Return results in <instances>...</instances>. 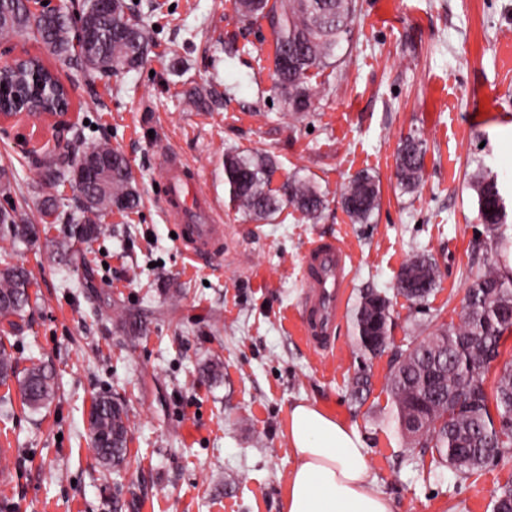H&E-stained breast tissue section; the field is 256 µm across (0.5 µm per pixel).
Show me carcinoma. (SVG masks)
Wrapping results in <instances>:
<instances>
[{
    "mask_svg": "<svg viewBox=\"0 0 512 512\" xmlns=\"http://www.w3.org/2000/svg\"><path fill=\"white\" fill-rule=\"evenodd\" d=\"M239 21L253 25L268 22L276 36L275 54H288V62L274 59L271 91L280 98L282 110L294 116L316 109L319 91L312 80L328 68L339 66L340 51L354 41V19L358 0H233ZM152 26L129 14L126 0H83L78 13L60 6L40 16L30 12L28 0H0V39L27 36L50 54L95 79L116 76L141 67L147 60ZM0 102L15 108V87L24 90L21 101L37 102L48 112L69 104V93L57 74L38 56H27L14 70L0 77ZM91 153L107 165L82 182L73 169L81 155ZM427 152V141L408 134L399 139L395 178L404 194L419 188ZM42 181L68 182L83 198L81 216L59 210L56 201L37 203L44 224L69 222L58 242L71 258H81L75 243L99 237V221L117 207L133 211L141 195L129 161L107 142L90 144L84 132L71 128V136L36 161ZM277 161L267 153L229 151L224 155V184L230 201L255 221H269L288 206L315 223L328 206L324 192L310 179L295 172L281 188H270ZM479 215L495 248L508 247L505 203L496 176L485 170L470 184ZM341 206L351 223L370 224L380 205L379 180L367 170L356 173L340 194ZM35 227L25 223L17 208H0V385L16 380L24 404L38 409L56 395L52 369L33 364L19 369V360L5 339L23 329L31 307L32 273L12 262L9 248L32 242ZM441 272L429 255H416L400 270L397 293L414 303L425 301L438 285ZM391 299L385 292L367 288L353 312V329L365 356L379 352L364 336L367 325L377 321L391 333ZM512 330V275L496 265L489 267L468 286L459 323L443 327L419 345L400 354L387 378L394 404V420L413 448L429 449L439 462L467 476L491 465L512 464V362L504 364L492 395L484 389L491 361L498 358L507 331ZM368 372L355 377L351 394L356 399L370 392ZM88 437L99 459L112 467L126 456L130 428L127 408L112 397L94 399L89 415ZM493 512H512V485L493 494Z\"/></svg>",
    "mask_w": 512,
    "mask_h": 512,
    "instance_id": "1",
    "label": "carcinoma"
}]
</instances>
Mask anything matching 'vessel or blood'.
<instances>
[{
  "instance_id": "obj_1",
  "label": "vessel or blood",
  "mask_w": 512,
  "mask_h": 512,
  "mask_svg": "<svg viewBox=\"0 0 512 512\" xmlns=\"http://www.w3.org/2000/svg\"><path fill=\"white\" fill-rule=\"evenodd\" d=\"M163 202L179 220V242L193 260L202 261L224 249V227L207 200L197 193L184 163L173 155L162 161ZM353 256L331 238H316L305 246L301 274L304 283L301 332L306 344L320 354H332L351 286Z\"/></svg>"
}]
</instances>
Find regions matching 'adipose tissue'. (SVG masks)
<instances>
[{
	"label": "adipose tissue",
	"instance_id": "obj_1",
	"mask_svg": "<svg viewBox=\"0 0 512 512\" xmlns=\"http://www.w3.org/2000/svg\"><path fill=\"white\" fill-rule=\"evenodd\" d=\"M288 441L295 464L282 512H396L392 499L370 478L354 428L301 400L289 411Z\"/></svg>",
	"mask_w": 512,
	"mask_h": 512
}]
</instances>
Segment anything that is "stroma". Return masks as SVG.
<instances>
[{"label":"stroma","instance_id":"1","mask_svg":"<svg viewBox=\"0 0 512 512\" xmlns=\"http://www.w3.org/2000/svg\"><path fill=\"white\" fill-rule=\"evenodd\" d=\"M358 35L324 85L317 111L292 117L273 98L272 30L240 23L232 0H136L132 12L158 33L146 63L117 77L76 76L34 40L29 54L70 93V121L89 140L108 141L129 160L142 195L138 211L101 218L84 245L89 263L63 261L30 206L39 171L25 142L50 125H0V166L12 172L0 207L22 205L37 230L15 262L33 274L22 335L10 342L22 366L45 362L57 395L32 410L13 399L0 422V512H280L291 466L288 414L307 399L353 426L370 476L397 512H492L494 489L512 466L460 478L431 453L408 452L390 426V363L411 344L459 322L468 285L496 253L470 187L479 168L497 174L512 228V0H361ZM244 51L228 57L225 36ZM223 94L212 110L189 94ZM428 142L419 190L393 177L400 136ZM198 173V186L224 226V251L189 259L161 202L162 151ZM268 152L279 168L310 178L328 195L319 223L283 208L269 223L238 211L224 185L227 151ZM381 183L373 223L353 224L340 193L357 172ZM331 236L354 258L349 296L386 292L392 342L365 359L344 315L334 357L317 355L299 334L301 254L312 236ZM431 254L441 280L426 302L397 295V276L414 255ZM219 364L218 374L208 368ZM371 390L350 395L361 370ZM123 401L130 441L122 466H103L87 441L95 397Z\"/></svg>","mask_w":512,"mask_h":512}]
</instances>
